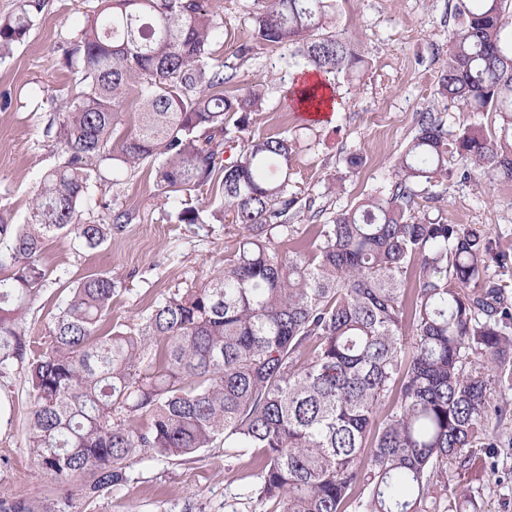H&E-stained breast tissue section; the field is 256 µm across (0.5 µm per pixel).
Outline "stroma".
<instances>
[{
  "label": "stroma",
  "instance_id": "stroma-1",
  "mask_svg": "<svg viewBox=\"0 0 512 512\" xmlns=\"http://www.w3.org/2000/svg\"><path fill=\"white\" fill-rule=\"evenodd\" d=\"M241 2L207 0L208 9L224 20V33L211 50L233 63L232 89L261 87L266 92L261 111L252 116L250 133L283 132L296 142L291 177L298 196L290 230L294 240L316 242L320 224L332 212L390 182L419 113L436 109L451 139L463 123L488 121L486 115L439 102L438 79L448 59L455 0H336V26L359 46L367 67L357 79L342 74L332 79L338 108L321 123L303 120L290 107L288 93L300 80V71L286 65L284 48L254 40ZM98 3L44 0L29 33L0 60V210L10 213L15 223H24L41 176L62 160L45 127L80 89L81 74L66 67L64 53L79 40ZM244 41L252 46L250 55L233 58L232 47ZM354 151L364 163L350 175L344 159ZM156 169L147 162L116 178L111 165H101L100 177L81 206L83 221L108 220L117 209L129 211L133 219L97 248L74 250L65 235L46 241L42 258L50 274L27 306L28 336H45L67 286L84 276L107 273L118 281L112 322L130 326L169 292L201 286L223 268L241 226L228 221L177 223L181 198L160 187ZM332 182L338 189L330 194L326 188ZM416 202L448 223L479 227L506 256L505 263L490 265L486 277L512 296V193L506 184L476 175L468 180L453 176L419 190ZM494 402L503 413L490 423L496 447L480 453L481 480L452 470L448 482L457 490L473 491L482 512H512V390L495 393ZM29 410L25 375L12 371L0 383V459L5 462L0 486L20 498L49 493L27 452ZM255 471L252 458L226 456L220 441L203 450L195 463L146 458L128 468L126 485L102 499L94 512H263V504L242 497L254 483Z\"/></svg>",
  "mask_w": 512,
  "mask_h": 512
}]
</instances>
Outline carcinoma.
Returning a JSON list of instances; mask_svg holds the SVG:
<instances>
[{
	"label": "carcinoma",
	"instance_id": "obj_1",
	"mask_svg": "<svg viewBox=\"0 0 512 512\" xmlns=\"http://www.w3.org/2000/svg\"><path fill=\"white\" fill-rule=\"evenodd\" d=\"M67 52L82 73L69 110L45 135L64 161L42 177L26 222L0 212V374L26 372L33 406L27 451L54 497L0 489V512H78L127 482L142 457L192 462L224 441L256 457L248 491L266 512H481L471 491H448L450 465L480 476L490 448L493 392L512 390V303L485 280L502 261L471 224L417 206V188L448 178L512 183V0H455L457 22L439 94L491 128L448 140L422 112L382 186L320 225L310 249L289 243L296 155L286 134L224 145L249 127L265 93L225 85L211 56L223 21L205 0H101ZM41 0L0 18V60L22 41ZM256 38L288 50L290 67L354 78L364 58L336 30L334 0H252ZM140 99L135 131L110 145L116 107ZM296 104L324 105L308 84ZM110 160L158 163L171 192L218 184L223 202L178 210L180 224L244 227L224 269L199 288L165 295L135 327L112 325L118 284L108 273L68 286L39 343L22 314L47 280L44 241L62 233L95 248L132 221L83 222L92 173ZM490 369L494 374L485 373Z\"/></svg>",
	"mask_w": 512,
	"mask_h": 512
}]
</instances>
